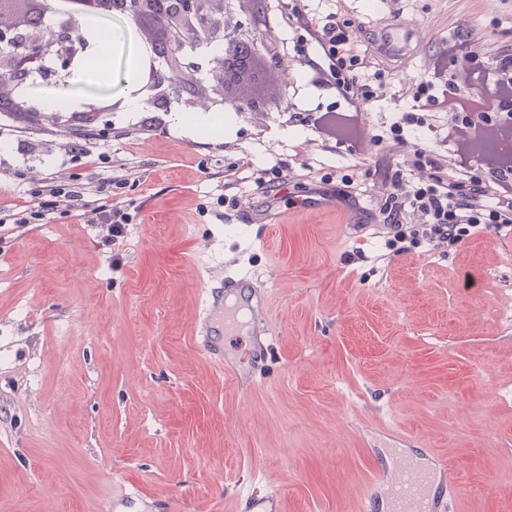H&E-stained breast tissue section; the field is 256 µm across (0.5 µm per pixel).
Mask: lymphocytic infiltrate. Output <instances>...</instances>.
I'll use <instances>...</instances> for the list:
<instances>
[{"mask_svg":"<svg viewBox=\"0 0 512 512\" xmlns=\"http://www.w3.org/2000/svg\"><path fill=\"white\" fill-rule=\"evenodd\" d=\"M304 27L326 60L325 65L316 68V83L336 89L355 105L376 98V91L361 83L359 73L369 71L378 81L383 80L384 73L367 52L358 50L357 37L347 30L345 23L332 18H311ZM458 55L463 58L461 66L449 70V57ZM473 59L465 43L449 45L417 83L413 98L424 101L426 107L458 113L447 139L455 146L461 164L479 162L493 174L494 185L464 192L462 175L435 174V160L425 152L415 151V167L428 170L429 176L418 182L394 180L403 201L386 210L384 247L389 256L423 246L452 247L483 230L512 231V155H486L481 151L483 140L491 135L512 141V56L501 57L488 68L473 66ZM486 84L493 87L488 97L462 98L455 92L462 85ZM91 189L88 182L44 177L39 188L41 202L25 206L11 219L16 224H43L50 210L63 206L79 211L83 223L107 225L108 241H117L124 236L133 217L114 204L88 207L83 199Z\"/></svg>","mask_w":512,"mask_h":512,"instance_id":"f902f5d3","label":"lymphocytic infiltrate"}]
</instances>
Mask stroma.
Instances as JSON below:
<instances>
[{
	"instance_id": "35a3bbf8",
	"label": "stroma",
	"mask_w": 512,
	"mask_h": 512,
	"mask_svg": "<svg viewBox=\"0 0 512 512\" xmlns=\"http://www.w3.org/2000/svg\"><path fill=\"white\" fill-rule=\"evenodd\" d=\"M294 2L311 18L373 28L402 14L417 55L356 114L314 83L322 53L305 29L281 26L280 99L266 111L215 125L210 109L175 100L125 109L97 138L104 162L77 167L61 163L60 126L0 138V207L23 205L48 174L85 180L126 165L133 175L104 195L137 211L113 245L105 225L72 211L0 226V512H110L132 486L141 498L128 512H158L175 495L183 512H232L224 485L253 488L260 472L284 490L285 512H359L377 457L403 435L451 465L454 512H512V397H499L512 394V235L377 264L380 238L349 224L362 211L383 218L376 161L413 179L421 148L454 172L444 135L455 113L415 109L411 88L452 39L485 65L512 55V0ZM115 30L108 86L119 98L142 47L132 23L116 18L101 33ZM409 111L424 124L406 127L407 147L386 139L363 157L310 122L353 113L378 127ZM258 168L280 179L276 196L255 191ZM345 174L352 204L335 199ZM313 188L334 206L307 209ZM246 206L282 217L252 256L228 232ZM238 263L267 290L273 343L256 372L248 326L225 337L226 359L255 374L245 395L192 342L208 277Z\"/></svg>"
}]
</instances>
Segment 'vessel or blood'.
<instances>
[{
  "label": "vessel or blood",
  "instance_id": "obj_1",
  "mask_svg": "<svg viewBox=\"0 0 512 512\" xmlns=\"http://www.w3.org/2000/svg\"><path fill=\"white\" fill-rule=\"evenodd\" d=\"M378 40L387 57H405L410 53L409 30L405 24L384 25ZM266 290L251 273L225 270L218 286L208 288L202 316L193 339L197 348L224 368L226 380L241 390L253 384L224 362V336L239 326V313H247L257 355L270 352V333L265 319ZM455 495V480L447 462H435L426 468L407 453L399 452L386 461L379 480L365 494L363 512H447ZM236 512H283V492L274 484L236 493Z\"/></svg>",
  "mask_w": 512,
  "mask_h": 512
}]
</instances>
